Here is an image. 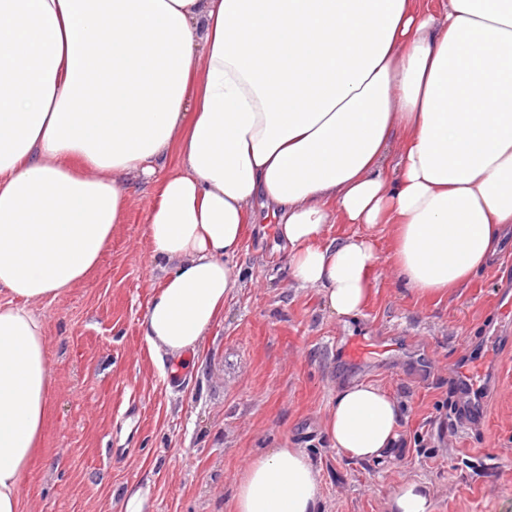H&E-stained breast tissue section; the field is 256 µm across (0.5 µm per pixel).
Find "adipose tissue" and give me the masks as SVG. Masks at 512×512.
Wrapping results in <instances>:
<instances>
[{"label":"adipose tissue","mask_w":512,"mask_h":512,"mask_svg":"<svg viewBox=\"0 0 512 512\" xmlns=\"http://www.w3.org/2000/svg\"><path fill=\"white\" fill-rule=\"evenodd\" d=\"M136 176L159 180L145 235L163 276L141 323L157 357L203 343L265 210L291 277L338 317L365 308L380 256L330 224L390 225L397 277L447 296L512 224V0H0V512H22L53 385L37 306L97 266ZM402 422L360 382L324 431L373 461ZM319 508L299 448L235 483L232 512ZM389 508L435 512L414 480Z\"/></svg>","instance_id":"obj_1"}]
</instances>
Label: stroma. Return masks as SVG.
<instances>
[{
    "mask_svg": "<svg viewBox=\"0 0 512 512\" xmlns=\"http://www.w3.org/2000/svg\"><path fill=\"white\" fill-rule=\"evenodd\" d=\"M157 184L130 189L124 224L96 268L38 309L54 383L41 446L21 488L23 512H121L119 491L149 489V512H230L239 472L271 448H301L321 481L320 512H388L394 487L429 484L436 512H512V346L495 349L486 419L455 417V373L500 317L512 282V232L498 263L442 299L420 301L387 254L391 229L328 225V237H373L381 259L367 307L332 314L288 273L275 218L256 225L236 262L240 288L180 383L150 356L140 322L161 273L145 236ZM391 338L393 360L351 366L343 337ZM377 382L402 405L394 456L341 458L323 429L344 385Z\"/></svg>",
    "mask_w": 512,
    "mask_h": 512,
    "instance_id": "stroma-1",
    "label": "stroma"
}]
</instances>
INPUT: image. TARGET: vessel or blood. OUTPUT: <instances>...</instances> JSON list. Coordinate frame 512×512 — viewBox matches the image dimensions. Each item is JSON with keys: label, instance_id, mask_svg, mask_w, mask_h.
Returning a JSON list of instances; mask_svg holds the SVG:
<instances>
[{"label": "vessel or blood", "instance_id": "b4317fda", "mask_svg": "<svg viewBox=\"0 0 512 512\" xmlns=\"http://www.w3.org/2000/svg\"><path fill=\"white\" fill-rule=\"evenodd\" d=\"M500 321L489 328L486 348L475 354L472 361L457 374V391L460 400L469 408L482 407L486 393V362L491 348L500 346L505 336L512 334V285L503 284L499 291ZM392 344L371 336L348 338L342 351V359L351 365H363L389 356Z\"/></svg>", "mask_w": 512, "mask_h": 512}]
</instances>
